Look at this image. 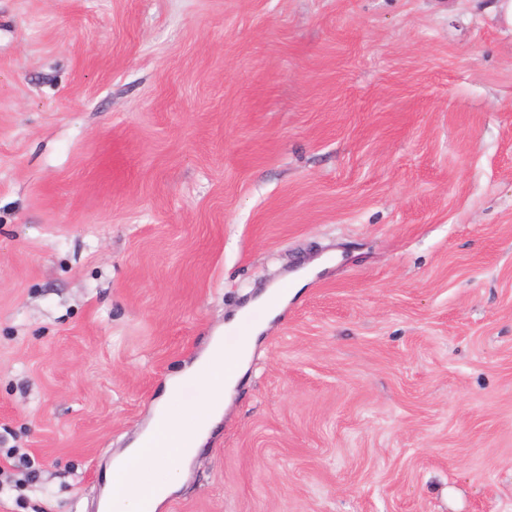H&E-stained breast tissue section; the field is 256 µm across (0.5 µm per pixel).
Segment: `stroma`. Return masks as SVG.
Returning a JSON list of instances; mask_svg holds the SVG:
<instances>
[{
	"instance_id": "stroma-1",
	"label": "stroma",
	"mask_w": 512,
	"mask_h": 512,
	"mask_svg": "<svg viewBox=\"0 0 512 512\" xmlns=\"http://www.w3.org/2000/svg\"><path fill=\"white\" fill-rule=\"evenodd\" d=\"M490 0H0V512H97L283 307L163 512H512V30Z\"/></svg>"
}]
</instances>
